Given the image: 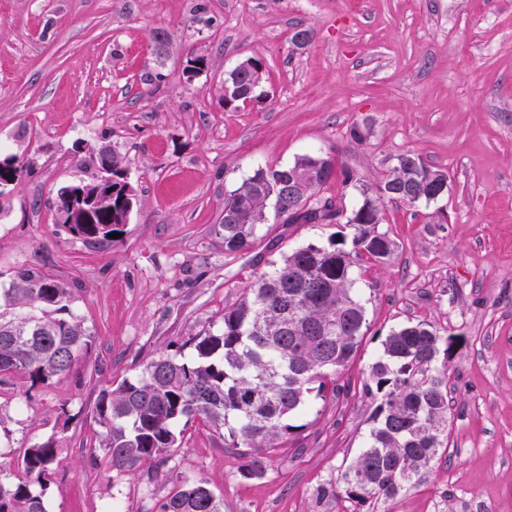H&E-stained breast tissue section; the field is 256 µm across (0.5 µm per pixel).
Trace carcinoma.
<instances>
[{
  "mask_svg": "<svg viewBox=\"0 0 512 512\" xmlns=\"http://www.w3.org/2000/svg\"><path fill=\"white\" fill-rule=\"evenodd\" d=\"M263 60L249 57L227 79L224 105L258 100L254 72ZM391 167L374 195L347 217L350 234L334 233L309 242L256 275L233 307L224 310L222 328L193 339V353L161 355L140 377L125 378L99 395L94 410L98 445L117 473L154 464L170 483L153 512H224V497L203 478L167 467L181 445L179 423L201 421L224 431L227 448L243 459L242 479L266 475L277 448L299 440L317 401L342 389L338 379L366 340L364 304L352 294L351 269L368 259L381 261L396 242L380 230L384 203L431 201L448 185V175L407 152ZM98 167L112 174L113 210L97 214L96 224H67L71 236L107 240L122 232L123 190L128 184L123 160L99 153ZM30 171L16 157L0 161V180L14 182ZM344 185L353 171L336 169L321 156L303 155L288 166L253 171L224 194L218 232L224 255H238L258 240L268 202L286 224H324L343 213L319 189L333 180ZM75 184L59 189L54 209L70 212ZM71 293L37 269L20 268L9 287L0 288V383L10 379L29 387L49 385L69 373L90 343L71 305ZM365 394L376 402L373 426L363 447L336 478L329 494L371 512L415 485L437 450L448 448V362L450 338L427 322L406 324L381 342ZM56 440L35 443L17 458L14 480H0V512H48L46 494L58 464Z\"/></svg>",
  "mask_w": 512,
  "mask_h": 512,
  "instance_id": "carcinoma-1",
  "label": "carcinoma"
}]
</instances>
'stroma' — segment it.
Wrapping results in <instances>:
<instances>
[{"label": "stroma", "mask_w": 512, "mask_h": 512, "mask_svg": "<svg viewBox=\"0 0 512 512\" xmlns=\"http://www.w3.org/2000/svg\"><path fill=\"white\" fill-rule=\"evenodd\" d=\"M250 56L264 60L262 98L225 107L224 80ZM103 148L135 202L118 241H84L52 203L93 180ZM406 152L447 173L448 193L387 205L396 252L353 272L370 338L342 374L349 393L260 479L236 477L223 433H183L178 471L209 481L224 512H354L324 489L372 424L363 387L382 340L418 321L455 340L450 454L376 512H512V0H0V155L32 168L0 194V287L40 269L70 289L91 338L52 384H0V471L52 437L49 512H147L163 477L90 457L101 391L157 355L190 354L255 273L344 229L272 215L253 250L228 257L225 192L258 167L322 154L358 176L322 189L349 212Z\"/></svg>", "instance_id": "35a3bbf8"}]
</instances>
